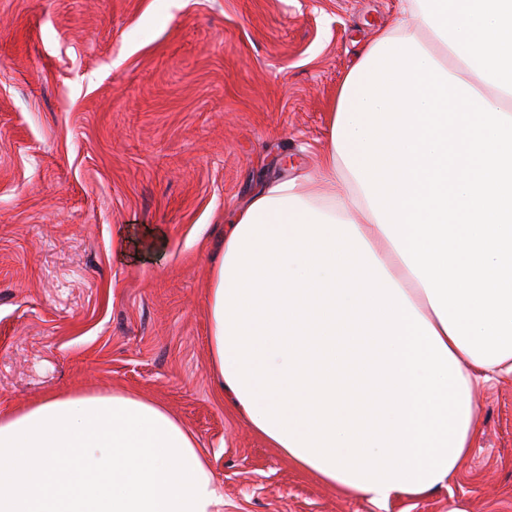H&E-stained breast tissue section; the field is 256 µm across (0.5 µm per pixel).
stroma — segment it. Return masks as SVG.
I'll return each mask as SVG.
<instances>
[{
  "label": "stroma",
  "instance_id": "stroma-1",
  "mask_svg": "<svg viewBox=\"0 0 512 512\" xmlns=\"http://www.w3.org/2000/svg\"><path fill=\"white\" fill-rule=\"evenodd\" d=\"M401 0H0V410L134 390L197 435L224 512H512V377L449 489L378 508L294 468L217 393L224 217L317 174Z\"/></svg>",
  "mask_w": 512,
  "mask_h": 512
}]
</instances>
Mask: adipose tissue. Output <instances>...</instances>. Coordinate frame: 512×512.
Returning <instances> with one entry per match:
<instances>
[{"mask_svg":"<svg viewBox=\"0 0 512 512\" xmlns=\"http://www.w3.org/2000/svg\"><path fill=\"white\" fill-rule=\"evenodd\" d=\"M401 11L342 81L319 177L237 212L207 290L239 418L379 506L447 488L475 387L512 375V0ZM0 512H224V492L164 405L75 392L0 413Z\"/></svg>","mask_w":512,"mask_h":512,"instance_id":"ef3b65f1","label":"adipose tissue"}]
</instances>
